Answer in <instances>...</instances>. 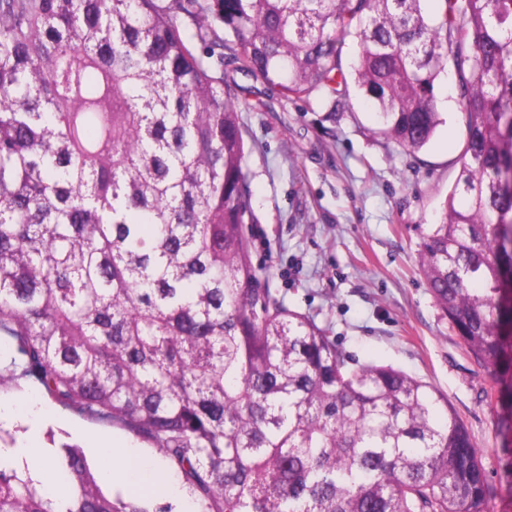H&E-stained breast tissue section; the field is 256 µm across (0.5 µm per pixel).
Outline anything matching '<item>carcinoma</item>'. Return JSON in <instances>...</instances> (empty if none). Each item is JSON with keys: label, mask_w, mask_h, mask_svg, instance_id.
I'll return each mask as SVG.
<instances>
[{"label": "carcinoma", "mask_w": 512, "mask_h": 512, "mask_svg": "<svg viewBox=\"0 0 512 512\" xmlns=\"http://www.w3.org/2000/svg\"><path fill=\"white\" fill-rule=\"evenodd\" d=\"M423 2L0 0V387L146 439L198 512H487L448 399L350 366L261 283L224 84L228 44L310 105L338 111L352 83L416 151L453 59L467 138L420 271L512 434V0ZM49 466L66 495L0 456V512H171L106 492L77 446Z\"/></svg>", "instance_id": "obj_1"}]
</instances>
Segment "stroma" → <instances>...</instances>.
Returning <instances> with one entry per match:
<instances>
[{
	"label": "stroma",
	"mask_w": 512,
	"mask_h": 512,
	"mask_svg": "<svg viewBox=\"0 0 512 512\" xmlns=\"http://www.w3.org/2000/svg\"><path fill=\"white\" fill-rule=\"evenodd\" d=\"M224 82L242 123L255 215L246 235L262 282L324 329L352 364L393 365L447 397L483 457L488 512H512V443L486 399L494 381L449 330L418 270L420 227L435 222L467 137L455 71L435 88L443 122L415 153L376 134L358 92L343 111L312 108L242 71L230 50ZM40 405L36 421L0 424L15 439L17 459L35 446L49 456L67 443L100 470L106 461L95 440L102 436L144 459L138 479L108 483V490L182 512V500L152 484L163 461L157 448L49 399Z\"/></svg>",
	"instance_id": "stroma-1"
}]
</instances>
